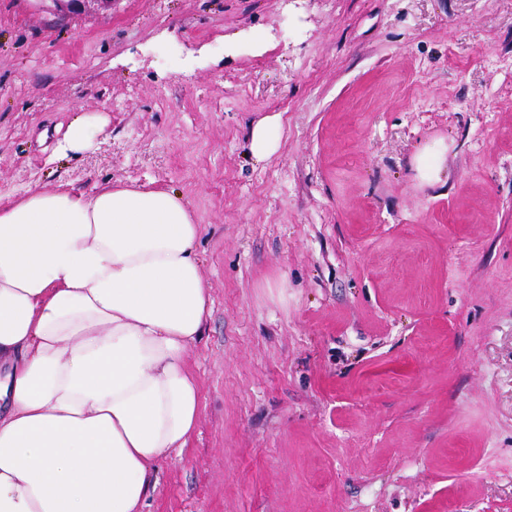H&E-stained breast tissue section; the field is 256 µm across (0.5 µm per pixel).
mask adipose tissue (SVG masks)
<instances>
[{
	"label": "adipose tissue",
	"instance_id": "adipose-tissue-1",
	"mask_svg": "<svg viewBox=\"0 0 512 512\" xmlns=\"http://www.w3.org/2000/svg\"><path fill=\"white\" fill-rule=\"evenodd\" d=\"M106 127L74 118L55 151H93ZM201 233L164 190L0 199V512H142L201 415Z\"/></svg>",
	"mask_w": 512,
	"mask_h": 512
}]
</instances>
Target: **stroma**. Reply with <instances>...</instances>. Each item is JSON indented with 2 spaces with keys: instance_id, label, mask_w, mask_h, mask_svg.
I'll return each mask as SVG.
<instances>
[{
  "instance_id": "1",
  "label": "stroma",
  "mask_w": 512,
  "mask_h": 512,
  "mask_svg": "<svg viewBox=\"0 0 512 512\" xmlns=\"http://www.w3.org/2000/svg\"><path fill=\"white\" fill-rule=\"evenodd\" d=\"M118 182L189 202L212 300L144 512H512V0H0V196ZM56 5L53 13L61 20H70L74 16H78L85 12L86 4L97 2L101 5L108 6L112 4V0H51ZM107 121L95 115L74 118L61 139L57 141L55 152L59 155L82 154L97 148L98 137L106 135ZM280 127V115L277 114L265 117L254 125L251 130V150L257 160H266L276 152Z\"/></svg>"
}]
</instances>
